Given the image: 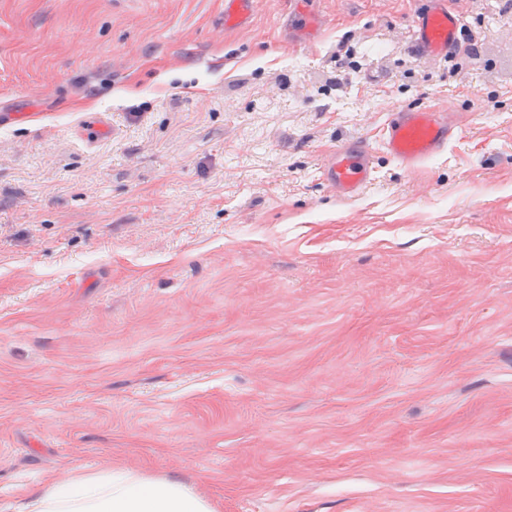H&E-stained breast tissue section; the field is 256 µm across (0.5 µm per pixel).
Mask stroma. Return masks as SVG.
I'll return each instance as SVG.
<instances>
[{"label":"stroma","mask_w":512,"mask_h":512,"mask_svg":"<svg viewBox=\"0 0 512 512\" xmlns=\"http://www.w3.org/2000/svg\"><path fill=\"white\" fill-rule=\"evenodd\" d=\"M419 5L0 0V512L115 467L213 512H512V7L458 0L454 67ZM449 100L422 167L323 180ZM448 1L427 0L431 6L415 14L412 46L421 55L449 63L461 45L463 23ZM373 148L366 141L342 147L321 165V174L342 197L358 196L372 181Z\"/></svg>","instance_id":"obj_1"}]
</instances>
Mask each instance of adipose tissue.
Segmentation results:
<instances>
[{
	"label": "adipose tissue",
	"instance_id": "obj_1",
	"mask_svg": "<svg viewBox=\"0 0 512 512\" xmlns=\"http://www.w3.org/2000/svg\"><path fill=\"white\" fill-rule=\"evenodd\" d=\"M22 512H212L188 486L125 469L55 480L32 491Z\"/></svg>",
	"mask_w": 512,
	"mask_h": 512
}]
</instances>
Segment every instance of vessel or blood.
Masks as SVG:
<instances>
[{
    "instance_id": "1",
    "label": "vessel or blood",
    "mask_w": 512,
    "mask_h": 512,
    "mask_svg": "<svg viewBox=\"0 0 512 512\" xmlns=\"http://www.w3.org/2000/svg\"><path fill=\"white\" fill-rule=\"evenodd\" d=\"M429 8L416 13L412 46L415 52L452 62L461 44L463 23L448 0H429ZM456 130L447 113L424 106L396 105L391 109L383 148L407 168H416L447 150ZM373 149L358 141L337 150L321 166L328 184L343 197L358 196L373 180Z\"/></svg>"
}]
</instances>
